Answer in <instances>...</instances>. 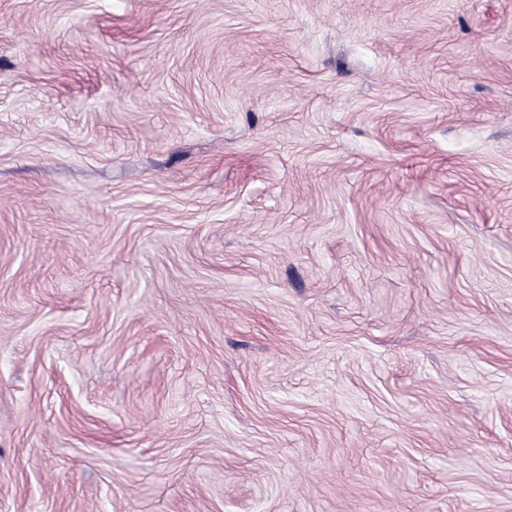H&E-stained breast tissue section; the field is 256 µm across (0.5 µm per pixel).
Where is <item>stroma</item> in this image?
I'll use <instances>...</instances> for the list:
<instances>
[{"mask_svg": "<svg viewBox=\"0 0 512 512\" xmlns=\"http://www.w3.org/2000/svg\"><path fill=\"white\" fill-rule=\"evenodd\" d=\"M0 512H512V0H0Z\"/></svg>", "mask_w": 512, "mask_h": 512, "instance_id": "1", "label": "stroma"}]
</instances>
